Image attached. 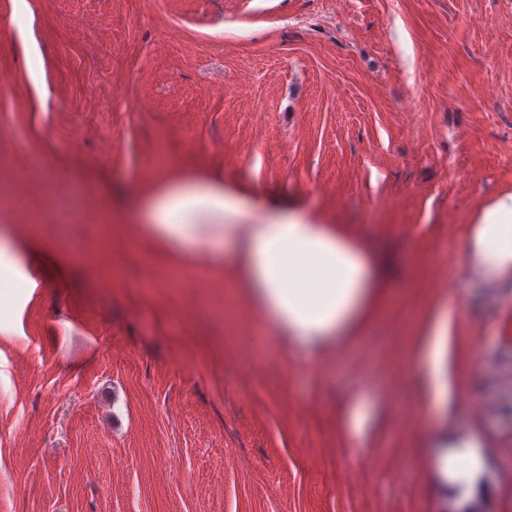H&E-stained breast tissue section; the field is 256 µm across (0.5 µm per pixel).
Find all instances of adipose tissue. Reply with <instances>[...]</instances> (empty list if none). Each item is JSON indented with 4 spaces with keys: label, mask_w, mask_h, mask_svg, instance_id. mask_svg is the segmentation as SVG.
<instances>
[{
    "label": "adipose tissue",
    "mask_w": 512,
    "mask_h": 512,
    "mask_svg": "<svg viewBox=\"0 0 512 512\" xmlns=\"http://www.w3.org/2000/svg\"><path fill=\"white\" fill-rule=\"evenodd\" d=\"M140 239L183 266L205 258L290 344L316 352L358 334L386 304L391 263L379 248H363L295 210L255 212L223 181L188 177L161 181L140 198ZM36 240L0 230V334H13L41 286ZM468 276L491 288L512 284V193L487 203L464 245ZM428 400L449 402L448 323L435 320L416 357ZM443 477L474 488L482 463L472 443H454L439 459Z\"/></svg>",
    "instance_id": "ef3b65f1"
}]
</instances>
